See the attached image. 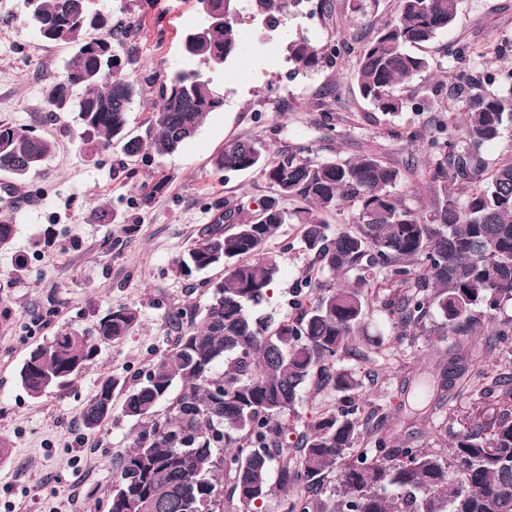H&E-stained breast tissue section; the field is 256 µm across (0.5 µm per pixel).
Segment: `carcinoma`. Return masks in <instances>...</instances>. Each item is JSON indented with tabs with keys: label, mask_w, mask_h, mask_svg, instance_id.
<instances>
[{
	"label": "carcinoma",
	"mask_w": 512,
	"mask_h": 512,
	"mask_svg": "<svg viewBox=\"0 0 512 512\" xmlns=\"http://www.w3.org/2000/svg\"><path fill=\"white\" fill-rule=\"evenodd\" d=\"M100 0H23L30 28L44 42L75 49L48 87V112H75L84 128L79 150L119 146L129 159L163 158L195 137L224 97L207 73L191 68L163 75L150 104L146 137L130 136L128 113L141 97L129 73L138 49L128 34L139 21L112 23ZM204 22L184 33L182 50L209 71L238 58L241 0H197ZM252 14L278 30L299 0H247ZM459 0H400L398 14L361 47L355 80L376 111L400 112L395 89L432 69L412 48L432 42L457 18ZM89 30L98 38L86 39ZM285 58L302 71L354 52L346 42L329 51L299 36ZM480 80L451 78L448 98L462 103L461 139L440 129L429 143V210L410 207L394 191L399 171L372 153L316 162L309 150L281 152L272 165L252 140L224 145L213 166L224 172L260 170L276 195L255 209L219 207L213 224L178 261L190 276L216 266L209 303L168 314L175 342L132 382L106 377L81 411L85 430L112 416V395L123 394L122 416L134 423L131 442L115 461L108 512H224V482L242 512H262L270 472L284 491L282 512H512V375L486 392L502 391L489 426L456 434L449 448L395 447L373 431L375 454L357 451L363 408L352 393L360 382L336 367L347 341L367 315L370 275L382 271L404 286L383 307L401 332H415L436 315L437 336H471L474 309L491 316L512 301V160L481 177L476 149L495 142L512 121V98L477 91ZM55 143L0 124V171L22 182L40 172ZM466 193H461V190ZM297 203L289 209L281 204ZM356 208L353 230L330 231L325 216ZM234 225L230 232L224 224ZM284 224L301 226L306 249L330 272L357 270L342 285L309 279L297 285L296 316L266 312L280 266L265 245ZM139 327L138 311L111 308L89 330L60 329L32 350L18 371L32 397L75 381L100 346L121 342ZM480 349L448 355L442 387L465 377ZM312 382L343 394L344 404L315 416L295 443L286 418ZM166 405V412L159 411Z\"/></svg>",
	"instance_id": "1"
}]
</instances>
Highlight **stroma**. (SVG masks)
I'll return each mask as SVG.
<instances>
[{
  "label": "stroma",
  "instance_id": "obj_1",
  "mask_svg": "<svg viewBox=\"0 0 512 512\" xmlns=\"http://www.w3.org/2000/svg\"><path fill=\"white\" fill-rule=\"evenodd\" d=\"M358 1L364 8L357 12ZM399 2L302 0L272 33L244 11L248 39L242 58L210 74L223 107L173 155L130 161L117 148L80 154L73 113L49 116L47 87L73 51L34 34L22 0H0V122L56 144L47 167L25 182L0 173V221L15 226L12 248L0 251V444L6 448L0 457V512H107L114 461L128 448L133 424L122 416L117 396L111 418L87 433L80 425L85 402L101 378L131 379L175 341L169 311L207 305L209 285L223 277V268L187 277L177 261L212 223L217 206L251 208L275 193L261 172L215 169L211 159L225 143L258 141L270 164L289 147H307L320 161L373 153L399 170L396 190L408 205L428 207L429 142L439 126L456 133L461 111L447 94H433V85L461 70L480 75L512 69V0H460L456 22L421 49L434 63L430 77L397 87L409 106L392 115L374 111L361 96L353 80L355 52L296 75L282 52L288 39L300 35L321 45L343 40L356 50L396 16ZM101 6L116 20L142 16L131 36L139 48L131 74L144 100H157L160 75L186 64L182 36L201 21L195 0H102ZM421 101L425 110L415 111ZM162 177L168 180L165 190L140 205V196ZM102 203L110 216L99 220L94 211ZM266 249L282 269L271 299L278 317L292 314L300 280L334 281L306 249L299 225H282ZM394 291L378 274L366 319L339 366L360 381L356 400L366 416L385 414L389 440L433 448L435 418L413 409L433 398L439 366L456 339L401 335L382 307ZM120 304L140 313L141 326L132 336L102 347L65 390L38 398L23 390L17 371L31 350L61 327H90ZM445 403L452 435L471 418L492 413L479 386L466 379L449 387ZM340 404L336 391L307 385L288 419L289 440H297L319 412Z\"/></svg>",
  "mask_w": 512,
  "mask_h": 512
}]
</instances>
